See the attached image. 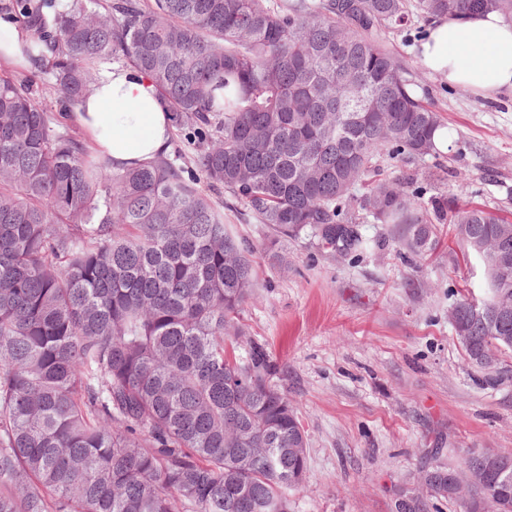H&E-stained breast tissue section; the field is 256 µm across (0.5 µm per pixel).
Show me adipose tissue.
<instances>
[{
    "mask_svg": "<svg viewBox=\"0 0 512 512\" xmlns=\"http://www.w3.org/2000/svg\"><path fill=\"white\" fill-rule=\"evenodd\" d=\"M420 59L449 84L489 96L512 93V24L495 12L432 20ZM73 117L90 150L116 168L145 164L170 149L168 104L145 74L130 67L106 66Z\"/></svg>",
    "mask_w": 512,
    "mask_h": 512,
    "instance_id": "1",
    "label": "adipose tissue"
}]
</instances>
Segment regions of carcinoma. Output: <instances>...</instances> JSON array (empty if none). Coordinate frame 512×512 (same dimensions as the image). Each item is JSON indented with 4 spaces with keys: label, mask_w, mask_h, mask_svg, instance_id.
<instances>
[{
    "label": "carcinoma",
    "mask_w": 512,
    "mask_h": 512,
    "mask_svg": "<svg viewBox=\"0 0 512 512\" xmlns=\"http://www.w3.org/2000/svg\"><path fill=\"white\" fill-rule=\"evenodd\" d=\"M30 32V70L0 73V512H289L307 437L268 346L236 353L256 288V247L224 224L243 203L272 246L311 233L364 251L355 210L403 224L401 246L432 248L455 225L487 291L451 309L466 359H501L512 379V221L453 195L428 214L400 177L362 178L387 152L435 155L438 111L374 37L409 22L406 0H8ZM417 17L496 12L512 0H416ZM139 69L168 102L178 149L113 170L62 119L101 67ZM58 89V108L34 87ZM507 249V269L489 246ZM290 448L301 454L288 453ZM443 484L429 500L462 505ZM512 495L488 466L482 512Z\"/></svg>",
    "instance_id": "1"
}]
</instances>
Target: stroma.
Segmentation results:
<instances>
[{"instance_id":"1","label":"stroma","mask_w":512,"mask_h":512,"mask_svg":"<svg viewBox=\"0 0 512 512\" xmlns=\"http://www.w3.org/2000/svg\"><path fill=\"white\" fill-rule=\"evenodd\" d=\"M427 28L414 18L381 38L439 111L448 143L407 162L381 156V172L408 177L424 206L449 191L512 219V94L489 99L426 70ZM359 229L369 247L348 258L308 235L289 241L287 268L257 258V288L239 314L246 338L277 358L308 438L290 512H392L395 489L422 467L466 450L512 454V381L485 383L449 322L462 291L484 296L483 263L465 258L448 223L424 258L403 252L401 225Z\"/></svg>"}]
</instances>
